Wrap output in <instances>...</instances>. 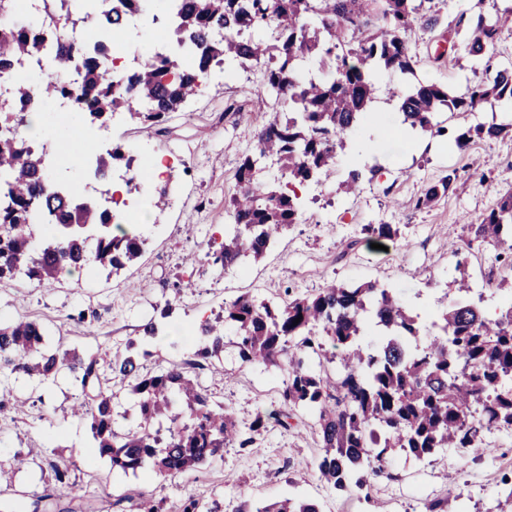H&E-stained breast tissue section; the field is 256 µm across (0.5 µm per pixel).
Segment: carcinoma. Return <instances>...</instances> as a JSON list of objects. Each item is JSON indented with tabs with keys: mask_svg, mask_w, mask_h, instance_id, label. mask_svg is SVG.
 Segmentation results:
<instances>
[{
	"mask_svg": "<svg viewBox=\"0 0 512 512\" xmlns=\"http://www.w3.org/2000/svg\"><path fill=\"white\" fill-rule=\"evenodd\" d=\"M99 8L98 0H84L81 14L70 8L62 12L79 32L71 41L43 26H0V68L41 56L49 39L59 48L49 80L42 79L41 69L20 73L12 94L0 100V123H24L29 113L21 103L34 94L44 110L56 107L64 92L74 101L72 116L79 125L103 124L126 111L150 129L197 95L213 66L222 63L227 71L246 62L260 65L257 99L270 116L237 168L239 192L226 204L230 224L224 242L204 255L207 265L220 272L244 258L262 259L277 234L299 223L300 198L283 189L281 179L304 185L332 178L337 150L373 121L375 75L413 72L416 55L409 32L416 25L427 32L441 25L435 0H180L174 35L192 66L151 58L134 69L124 91L100 53L108 29L100 26ZM511 22L509 13L470 19L469 55L484 60ZM216 25L224 27L220 41L210 36ZM73 58L83 68L75 84L66 75ZM399 99L411 128L442 136L447 127L436 117L443 110L471 112L490 99L512 101V70L468 86L460 97L449 98L444 85L419 83ZM509 132L512 123L468 126L455 144L466 150ZM85 151L95 156L97 176L122 161L131 166L121 144L101 151L88 143ZM48 154L46 148L33 152L20 140L0 138V176L8 186L0 211V279L22 273L45 284L66 269L92 263L116 273L139 258L145 245L140 233L112 224L106 210L88 203L79 209L67 193L49 189L44 181ZM268 158L275 159L280 173L273 180L260 177ZM456 180L451 170L427 185L415 208H430ZM363 231L379 242L399 235L395 224H367ZM470 231L465 250L490 245L495 261L512 268V189ZM228 327L242 362L288 364L286 410L278 422L290 428L292 411L299 407L315 416L323 450L316 468L337 491L364 487L368 475L381 472L396 452L420 458L439 448H481L486 434L512 429V305L491 319L473 304L458 303L428 322L412 314L395 292L373 283H332L279 303L241 296L200 324L205 343L197 359L153 371L143 366L150 351L129 341L125 351L108 355L106 364L134 396L135 429L119 422L126 413L116 410L112 390L103 387L97 356L47 347L35 321L0 325V374L42 380L71 375L86 397L74 412L89 421L95 447L109 457L112 469L183 474L230 445L252 443L232 412L210 402L199 380L207 362L224 353ZM313 356L317 371L304 367ZM336 362L342 366L339 373L330 368ZM238 512L320 510L310 500L286 497L270 504L246 500Z\"/></svg>",
	"mask_w": 512,
	"mask_h": 512,
	"instance_id": "cac0c4a2",
	"label": "carcinoma"
}]
</instances>
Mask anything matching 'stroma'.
Segmentation results:
<instances>
[{
    "label": "stroma",
    "mask_w": 512,
    "mask_h": 512,
    "mask_svg": "<svg viewBox=\"0 0 512 512\" xmlns=\"http://www.w3.org/2000/svg\"><path fill=\"white\" fill-rule=\"evenodd\" d=\"M440 8L442 25L435 33L417 28L411 34L414 73L377 75L375 123L351 135L337 158L335 180L307 192L300 223L274 241L259 262L219 273L201 261L210 242L224 239L225 204L238 189L240 159L261 124L259 78L247 65L210 76L169 116L163 131L143 132L125 112L111 121L112 140L131 149L134 168L173 148L183 155L165 181L167 205L149 211L142 255L113 275L87 268L79 276L63 272L48 286L23 276L0 281V322H37L49 345L100 357L140 339L143 325L153 321L159 334L149 345L146 365L152 369L192 358L200 345L194 327L242 295L276 301L285 291L308 295L332 280L375 282L398 292L413 312L438 317L461 298L452 280L469 224L495 209L501 193L512 187V137L479 141L465 151L452 139L459 128L512 117L511 103L493 101L450 115L445 137L402 130L395 91L421 80L445 84L458 95L467 83L493 79L497 69L512 66V32L503 33L491 49V64H478L458 25L460 17L479 12L503 14L512 0H442ZM99 132V125L81 126L57 141L58 152L49 161L66 175L70 190L92 175L77 168L71 146L98 139ZM354 152L368 170L348 194L340 182ZM451 169L458 178L448 195L432 208L416 209L426 185ZM366 224L399 225L400 236L387 249L372 248L362 231ZM467 257L468 299L495 314L512 300V292L494 284L511 280L512 270L495 263L489 246ZM187 280L192 291L174 298L172 284ZM167 305L172 311L165 317L161 311ZM224 339V352L204 371L202 384L214 402L236 413L241 428L259 414L267 416V425L248 448H225L197 471L173 477L148 469L113 471L93 448L85 421L71 413L83 395L69 377L43 383L0 375V388L28 399L22 408L0 406V471L9 474L8 482L0 483V512H135L129 501L142 493L163 501L166 512H175L189 495L205 508L221 502L224 512H235L245 499L270 503L285 496L313 500L321 512H424L427 502L450 495L459 497L464 512H503L504 491L512 487V433L488 434L486 454L472 448H442L424 458L394 454L370 485L340 493L318 477L315 461L322 448L312 418L296 411L286 429L273 417L282 408L287 370L242 363L232 334ZM62 462L69 467L70 488L64 492L52 471Z\"/></svg>",
    "instance_id": "35a3bbf8"
}]
</instances>
